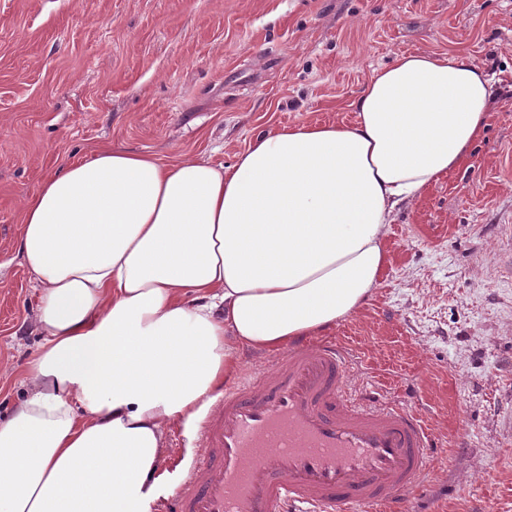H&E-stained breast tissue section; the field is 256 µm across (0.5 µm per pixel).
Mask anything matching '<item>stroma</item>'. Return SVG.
<instances>
[{"label": "stroma", "mask_w": 512, "mask_h": 512, "mask_svg": "<svg viewBox=\"0 0 512 512\" xmlns=\"http://www.w3.org/2000/svg\"><path fill=\"white\" fill-rule=\"evenodd\" d=\"M463 51L499 78L464 164L399 210L368 304L331 335L358 389L437 436L407 512H512V0H0V414L40 338L16 252L48 176L111 147L232 164L259 132L350 123L371 68ZM178 424L164 482L198 451Z\"/></svg>", "instance_id": "1"}]
</instances>
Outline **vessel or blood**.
Wrapping results in <instances>:
<instances>
[{"mask_svg":"<svg viewBox=\"0 0 512 512\" xmlns=\"http://www.w3.org/2000/svg\"><path fill=\"white\" fill-rule=\"evenodd\" d=\"M350 369L330 337L225 385L164 512H372L417 489L435 437Z\"/></svg>","mask_w":512,"mask_h":512,"instance_id":"1","label":"vessel or blood"}]
</instances>
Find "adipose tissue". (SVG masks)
<instances>
[{"mask_svg":"<svg viewBox=\"0 0 512 512\" xmlns=\"http://www.w3.org/2000/svg\"><path fill=\"white\" fill-rule=\"evenodd\" d=\"M494 73L397 53L350 124L259 133L233 164L104 148L47 177L17 253L42 343L0 416V512H150L169 436L242 366L355 316L402 203L458 169Z\"/></svg>","mask_w":512,"mask_h":512,"instance_id":"adipose-tissue-1","label":"adipose tissue"}]
</instances>
